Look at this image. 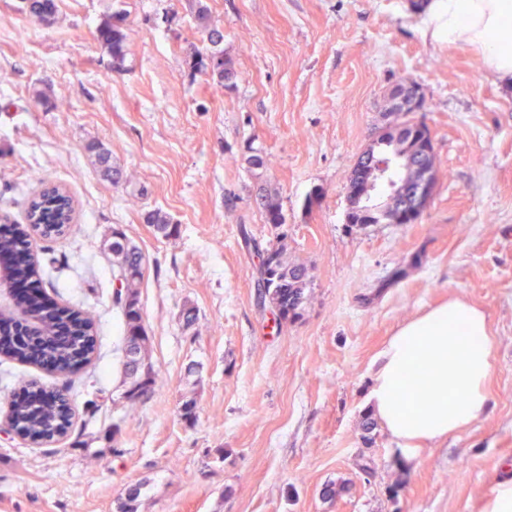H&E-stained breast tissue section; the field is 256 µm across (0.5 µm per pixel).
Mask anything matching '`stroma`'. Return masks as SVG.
I'll return each instance as SVG.
<instances>
[{
  "label": "stroma",
  "instance_id": "35a3bbf8",
  "mask_svg": "<svg viewBox=\"0 0 512 512\" xmlns=\"http://www.w3.org/2000/svg\"><path fill=\"white\" fill-rule=\"evenodd\" d=\"M408 2L57 0L42 25L22 0H0V214L24 223L43 185L68 191L72 223L34 252L44 292L96 325L95 355L76 372L0 357V415L30 380L66 389L73 408L59 441L0 433V512H117L136 486L137 512H484L489 491L512 480V88L469 50L432 44ZM202 5L237 62L220 91L193 66L206 49ZM115 13L127 35L119 72L95 38ZM403 81L427 103L415 118L433 137L434 194L418 223L349 230V176ZM91 142L119 182L101 176ZM255 151L266 167L250 164ZM317 188L321 203L307 208ZM261 193L279 200L288 254L308 267L291 323L255 286L246 243L276 237ZM155 211L179 237L148 224ZM118 230L146 259V356L162 375L136 404L118 391ZM451 297L487 316L490 406L409 464L383 428L363 439L371 374L402 323ZM329 481L344 486L331 500L320 494Z\"/></svg>",
  "mask_w": 512,
  "mask_h": 512
}]
</instances>
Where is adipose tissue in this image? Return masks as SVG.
Returning <instances> with one entry per match:
<instances>
[{
	"label": "adipose tissue",
	"mask_w": 512,
	"mask_h": 512,
	"mask_svg": "<svg viewBox=\"0 0 512 512\" xmlns=\"http://www.w3.org/2000/svg\"><path fill=\"white\" fill-rule=\"evenodd\" d=\"M424 13L434 40L469 49L489 76L512 87V0H427ZM492 351L480 309L458 299L430 308L379 353L369 409L405 452L459 434L488 408ZM425 383L437 400L419 407L411 389Z\"/></svg>",
	"instance_id": "adipose-tissue-1"
}]
</instances>
